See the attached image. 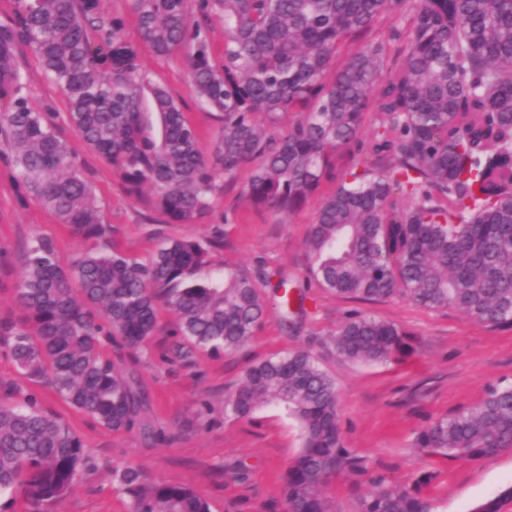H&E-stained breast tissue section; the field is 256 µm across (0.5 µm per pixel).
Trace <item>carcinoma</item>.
Wrapping results in <instances>:
<instances>
[{"mask_svg":"<svg viewBox=\"0 0 512 512\" xmlns=\"http://www.w3.org/2000/svg\"><path fill=\"white\" fill-rule=\"evenodd\" d=\"M131 12L136 43L125 37V17L101 16L98 0H19L0 24V98L9 103L0 136L18 183L61 223L87 239L107 232L71 146L21 95L22 43L66 97L84 146L112 165L127 193L150 187L165 223L203 219L217 182L245 167L251 203L295 212L348 153L309 225V276L339 297H400L512 328V0H131ZM214 15L224 21L221 64ZM390 16L404 28L376 37ZM142 46L158 56L184 51L195 95L221 123L211 157L168 88L142 70ZM214 247L168 240L139 261L96 246L65 269L53 243L36 238L16 288L29 323L0 320V344L21 375L98 423L148 432L145 399L102 355V340L140 349L164 308L177 320V358L245 346L264 315L268 274L226 266L222 276H199ZM406 339L391 322L354 315L327 344L346 361L383 362ZM269 404L302 431L284 475L286 512H329L322 486L350 463L335 380L311 353L288 352L248 366L224 411L242 419ZM416 443L443 458L512 450V385L490 386L476 405L424 427ZM85 463L86 445L66 422L36 394L19 402L16 387L0 383V512L18 492L47 512ZM113 475L130 512H210L187 486L135 467ZM503 500L512 486L474 512H500ZM358 512L434 510L416 482L377 484Z\"/></svg>","mask_w":512,"mask_h":512,"instance_id":"cac0c4a2","label":"carcinoma"}]
</instances>
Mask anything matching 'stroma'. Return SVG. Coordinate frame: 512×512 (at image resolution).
<instances>
[{
	"mask_svg": "<svg viewBox=\"0 0 512 512\" xmlns=\"http://www.w3.org/2000/svg\"><path fill=\"white\" fill-rule=\"evenodd\" d=\"M19 62L23 95L32 107L51 114L60 137L74 149L76 167L95 191L109 227L108 244L143 260L170 238L213 239L217 245L209 274L228 265L251 271L261 267L272 282L288 277L305 296V311L289 330L272 287H265L260 325L250 342L231 354L175 358L176 319L165 310L147 348L138 354L104 345L105 355L134 373L155 430L151 436L95 423L48 387L24 378L0 347V382L13 383L24 394L37 393L44 409L62 418L90 455L82 477L52 512H129V500L112 476L113 470L128 466L192 488L211 512H285L283 475L301 449L298 423L274 405L246 419L228 417L224 399L249 365L294 350L311 352L335 379L342 442L355 458L354 465L342 467L322 487L330 512H356L360 498L379 479L404 485L429 476L422 491L435 512H471L512 485V452L474 461L445 459L415 444L424 426L477 404L490 385L512 383V328L487 326L454 309L430 310L401 298L350 300L320 288L307 274L305 241L321 193L336 186L332 179L294 213L275 215L252 205L239 179L219 188L204 220L160 223L150 207V191L126 193L111 165L79 141L66 120L63 93L29 47L20 48ZM140 63L152 80L168 87L196 127L202 150L212 152L221 124L195 97L182 53L158 57L145 48ZM39 237L53 242L65 268L85 245L20 188L14 167L0 157V318L20 323L28 316L16 300L15 286L25 249ZM356 313L408 332L405 354L386 363H351L325 349L327 335Z\"/></svg>",
	"mask_w": 512,
	"mask_h": 512,
	"instance_id": "1",
	"label": "stroma"
}]
</instances>
